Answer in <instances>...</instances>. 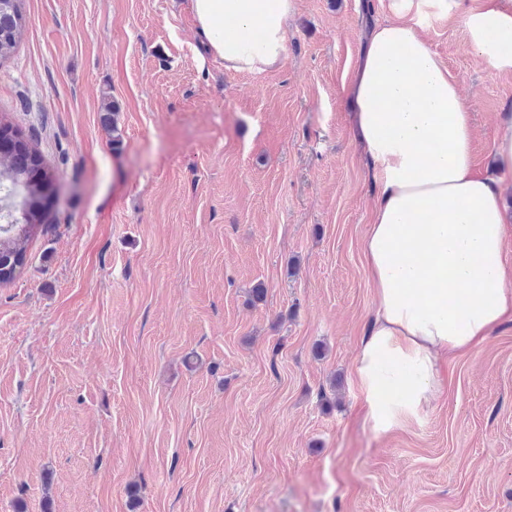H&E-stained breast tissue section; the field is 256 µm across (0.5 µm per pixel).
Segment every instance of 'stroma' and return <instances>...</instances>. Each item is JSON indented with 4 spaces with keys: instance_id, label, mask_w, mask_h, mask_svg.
<instances>
[{
    "instance_id": "stroma-1",
    "label": "stroma",
    "mask_w": 512,
    "mask_h": 512,
    "mask_svg": "<svg viewBox=\"0 0 512 512\" xmlns=\"http://www.w3.org/2000/svg\"><path fill=\"white\" fill-rule=\"evenodd\" d=\"M390 2L295 0L284 63L247 74L189 0H21L0 113L55 229L0 286V512H512V322L449 357L422 424H362L375 195L347 87ZM425 37L485 168L512 74L455 19Z\"/></svg>"
}]
</instances>
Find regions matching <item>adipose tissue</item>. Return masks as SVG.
Returning a JSON list of instances; mask_svg holds the SVG:
<instances>
[{"label": "adipose tissue", "instance_id": "ef3b65f1", "mask_svg": "<svg viewBox=\"0 0 512 512\" xmlns=\"http://www.w3.org/2000/svg\"><path fill=\"white\" fill-rule=\"evenodd\" d=\"M191 9L225 69L258 73L286 59L294 0H191ZM391 12L363 39L348 89L376 189L363 249L376 305L352 378L379 436L422 423L448 357L512 321V118L477 171L468 106L421 34L425 18L455 15L475 54L512 73V0H392Z\"/></svg>", "mask_w": 512, "mask_h": 512}]
</instances>
